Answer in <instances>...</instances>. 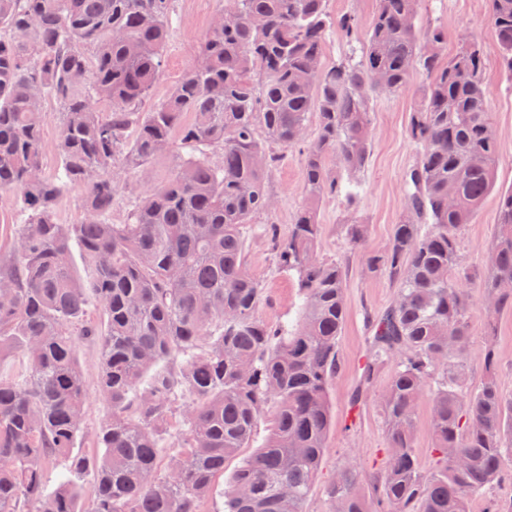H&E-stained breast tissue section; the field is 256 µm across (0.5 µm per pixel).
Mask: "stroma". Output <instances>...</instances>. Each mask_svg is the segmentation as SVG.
I'll list each match as a JSON object with an SVG mask.
<instances>
[{
    "label": "stroma",
    "instance_id": "35a3bbf8",
    "mask_svg": "<svg viewBox=\"0 0 512 512\" xmlns=\"http://www.w3.org/2000/svg\"><path fill=\"white\" fill-rule=\"evenodd\" d=\"M223 6L222 0H174L177 18L165 49V66L153 84L148 101L165 100L188 66L198 58L199 47L210 24ZM377 0H328L331 16L355 15L357 31L345 35L331 29L327 35L323 63L359 61L362 41L377 10ZM416 25L420 31L437 27L445 34L443 57L454 56L462 43L476 40L485 61L482 74L491 105L490 121L497 139L496 185L482 202L472 223L460 231L462 268L481 270L492 246L498 222V193L512 188V79L498 63L499 45L489 17L488 0H418ZM429 82L422 71H414L404 89L396 93H374L370 100V153L360 175L362 189L354 202L337 195L325 196L318 204L321 225L320 256L341 262L346 277V319L337 343L340 367L328 385V400L334 422L327 449L311 498L314 512H332L325 487L345 466H355L366 483L378 480L389 458L383 392L396 365L384 359L369 390H362L363 364L372 345L374 321L393 303L397 288L385 272L372 270L369 259L385 254L396 224L407 218L404 175L416 162L420 147L409 136L411 112L422 88ZM175 159L164 154L151 163V182H144L137 169L117 166L112 177L120 191L112 203L111 223L125 224L131 217L130 194L145 192L149 184L163 183L173 172ZM267 184L275 199L269 215L257 218L246 235V260L260 281L263 297L260 319L270 327L294 320L301 303L295 274L279 264L265 230L272 224L287 234L305 204L303 163L298 149L280 150L270 169ZM350 224L366 225L360 246H352L346 236ZM487 314L480 290H473L468 310L470 337L467 370L470 386H478L486 373V353L495 351L496 377L505 396L512 397V308L496 318L494 330L486 328ZM77 361L87 393L83 436L77 449L93 457L98 450L93 435L108 412L97 392L99 356L93 343L80 342Z\"/></svg>",
    "mask_w": 512,
    "mask_h": 512
}]
</instances>
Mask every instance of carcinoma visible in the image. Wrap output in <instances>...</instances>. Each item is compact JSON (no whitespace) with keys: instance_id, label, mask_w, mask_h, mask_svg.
Segmentation results:
<instances>
[{"instance_id":"obj_1","label":"carcinoma","mask_w":512,"mask_h":512,"mask_svg":"<svg viewBox=\"0 0 512 512\" xmlns=\"http://www.w3.org/2000/svg\"><path fill=\"white\" fill-rule=\"evenodd\" d=\"M417 0H378L362 60L323 66L333 19L327 0H224L198 58L168 98L145 100L160 76L172 0H0V193L27 214L0 257V353L20 349L25 384L0 377V512H204L228 458L263 444L232 473L224 512H311L310 495L333 414L328 383L346 317L340 264L318 253L317 203L345 194L327 160L351 177L370 150V95L402 90L420 68L430 82L410 124L421 152L404 177L411 218L370 264L397 297L374 323L363 368L396 360L384 394L390 458L371 507L359 471L346 467L324 489L336 512H470V502L512 462V398L499 390L494 354L470 389L468 285L482 290L487 331L512 306V189L498 193L499 220L485 270L461 271L460 229L494 190L497 142L481 78L479 45L441 61L438 28L420 38ZM501 66L512 77V0H490ZM60 108L61 168L41 167L43 110ZM107 100L109 112L98 111ZM319 119L307 142L310 113ZM189 113L191 123L179 126ZM202 148L168 179L135 197L132 222L111 224L122 161L150 178L173 139ZM137 129L134 139L130 129ZM303 147L306 205L288 234L272 235L282 267L298 276L296 322L258 317L262 288L245 259L246 230L270 213L273 148ZM218 152L214 164L209 153ZM82 191V224H59L64 191ZM92 277H75L71 246ZM105 318L84 323L90 302ZM100 347L98 391L109 412L95 434L102 454H76L86 402L80 341ZM189 398L177 410L176 393ZM432 408L435 467L420 471L414 416ZM181 412L189 437L161 459L160 434ZM62 479L48 489L43 464ZM93 477L79 507L84 474Z\"/></svg>"}]
</instances>
